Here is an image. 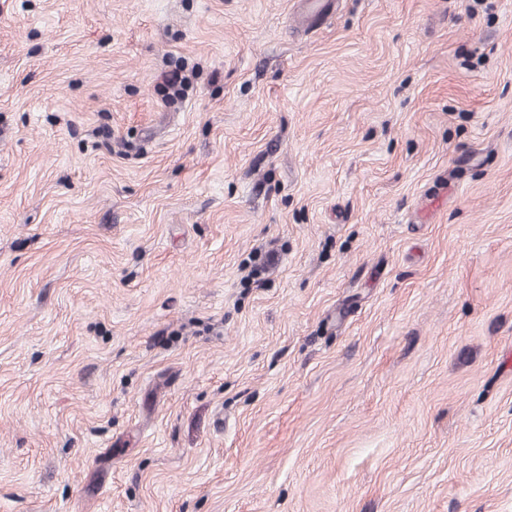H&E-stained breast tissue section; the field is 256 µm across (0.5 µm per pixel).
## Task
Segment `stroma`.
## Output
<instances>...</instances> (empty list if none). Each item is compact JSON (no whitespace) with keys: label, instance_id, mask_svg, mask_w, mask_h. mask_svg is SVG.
Instances as JSON below:
<instances>
[{"label":"stroma","instance_id":"35a3bbf8","mask_svg":"<svg viewBox=\"0 0 512 512\" xmlns=\"http://www.w3.org/2000/svg\"><path fill=\"white\" fill-rule=\"evenodd\" d=\"M315 4L0 0V512H512V0Z\"/></svg>","mask_w":512,"mask_h":512}]
</instances>
